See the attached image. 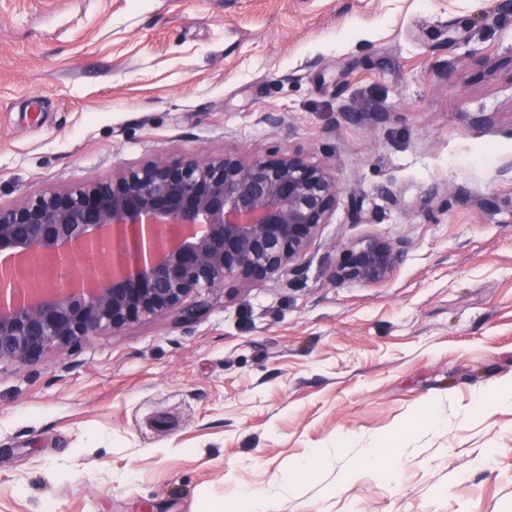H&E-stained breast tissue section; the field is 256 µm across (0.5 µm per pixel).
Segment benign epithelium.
I'll use <instances>...</instances> for the list:
<instances>
[{"label": "benign epithelium", "instance_id": "7a95c632", "mask_svg": "<svg viewBox=\"0 0 512 512\" xmlns=\"http://www.w3.org/2000/svg\"><path fill=\"white\" fill-rule=\"evenodd\" d=\"M342 189L296 154L227 151L159 157L104 181L47 188L0 203V360H37L90 336L180 313L225 280L297 273ZM112 240V259L101 242ZM407 243L367 236L342 247L336 282L380 285Z\"/></svg>", "mask_w": 512, "mask_h": 512}]
</instances>
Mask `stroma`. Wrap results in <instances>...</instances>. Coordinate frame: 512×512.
I'll return each mask as SVG.
<instances>
[{"mask_svg": "<svg viewBox=\"0 0 512 512\" xmlns=\"http://www.w3.org/2000/svg\"><path fill=\"white\" fill-rule=\"evenodd\" d=\"M231 148L329 166L361 223L0 361V512H512V405L477 406L512 386V0H0V202ZM365 236L402 264L332 282Z\"/></svg>", "mask_w": 512, "mask_h": 512, "instance_id": "1", "label": "stroma"}]
</instances>
